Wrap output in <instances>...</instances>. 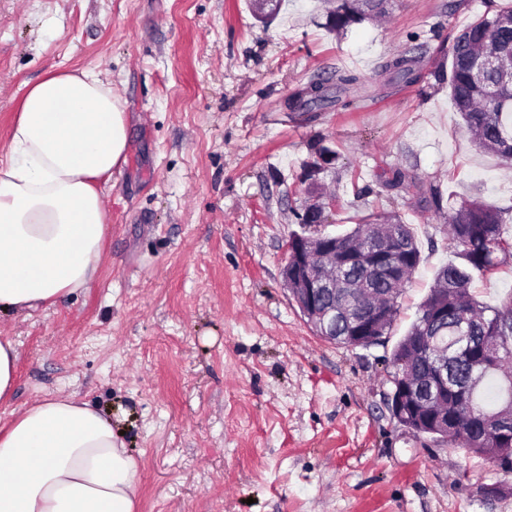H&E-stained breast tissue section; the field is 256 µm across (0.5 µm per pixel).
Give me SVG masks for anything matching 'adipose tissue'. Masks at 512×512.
Here are the masks:
<instances>
[{
  "mask_svg": "<svg viewBox=\"0 0 512 512\" xmlns=\"http://www.w3.org/2000/svg\"><path fill=\"white\" fill-rule=\"evenodd\" d=\"M126 114L92 70L49 73L24 94L0 159V310L90 288L108 232L97 179L126 161ZM138 469L111 418L70 395L0 428V512H135Z\"/></svg>",
  "mask_w": 512,
  "mask_h": 512,
  "instance_id": "adipose-tissue-1",
  "label": "adipose tissue"
}]
</instances>
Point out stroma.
Segmentation results:
<instances>
[{
    "label": "stroma",
    "instance_id": "35a3bbf8",
    "mask_svg": "<svg viewBox=\"0 0 512 512\" xmlns=\"http://www.w3.org/2000/svg\"><path fill=\"white\" fill-rule=\"evenodd\" d=\"M507 5L394 0L339 38L322 0H285L267 26L249 0H0V154L52 71L100 72L128 125L92 288L0 314L18 349L0 426L62 393L110 412L137 512H512V472L413 434L387 404L394 347L453 257L449 205L491 203L512 231V164L475 145L432 77L466 23ZM405 52L410 83L390 69ZM348 74L338 102L290 105ZM319 142L343 159L318 176L336 198L324 232L394 211L421 252L378 345L317 336L282 285ZM396 168L406 180L388 186Z\"/></svg>",
    "mask_w": 512,
    "mask_h": 512
}]
</instances>
